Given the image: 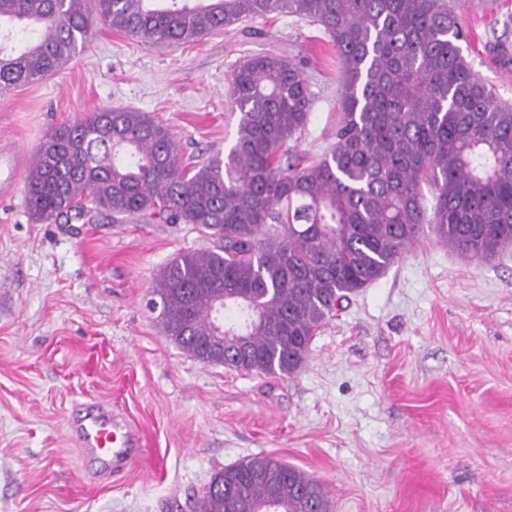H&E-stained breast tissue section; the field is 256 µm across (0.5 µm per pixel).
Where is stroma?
Returning a JSON list of instances; mask_svg holds the SVG:
<instances>
[{
  "mask_svg": "<svg viewBox=\"0 0 512 512\" xmlns=\"http://www.w3.org/2000/svg\"><path fill=\"white\" fill-rule=\"evenodd\" d=\"M460 48L512 103V0H453ZM296 63L314 97L299 154L333 141L341 63L319 26L269 15L179 46L100 28L46 79L0 93V512H194L212 475L266 455L320 480L332 512H512V250L475 264L428 232L343 302L292 376L191 358L146 302L190 224L36 222L25 178L46 136L101 107L145 112L181 165L228 150L237 67ZM142 434L98 476L69 421L84 403Z\"/></svg>",
  "mask_w": 512,
  "mask_h": 512,
  "instance_id": "1",
  "label": "stroma"
}]
</instances>
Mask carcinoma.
Wrapping results in <instances>:
<instances>
[{"label":"carcinoma","mask_w":512,"mask_h":512,"mask_svg":"<svg viewBox=\"0 0 512 512\" xmlns=\"http://www.w3.org/2000/svg\"><path fill=\"white\" fill-rule=\"evenodd\" d=\"M0 0V90L38 82L99 25L160 46L276 13L320 26L344 67L335 141L308 161L290 143L313 104L300 68L255 55L234 71L228 152L181 166L171 131L146 112L100 108L56 127L26 199L39 222L159 219L211 248L172 259L150 291L162 333L190 356L246 330L237 371L291 376L342 302L382 277L431 228L477 263L512 249V104L462 55L447 0ZM37 32L10 47L13 29ZM330 512L329 491L266 455L215 473L195 512Z\"/></svg>","instance_id":"obj_1"}]
</instances>
